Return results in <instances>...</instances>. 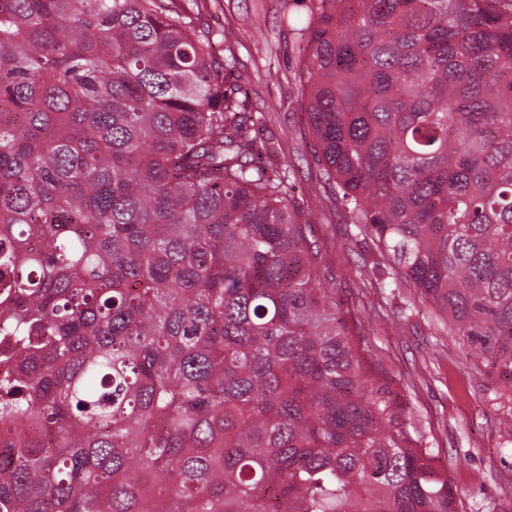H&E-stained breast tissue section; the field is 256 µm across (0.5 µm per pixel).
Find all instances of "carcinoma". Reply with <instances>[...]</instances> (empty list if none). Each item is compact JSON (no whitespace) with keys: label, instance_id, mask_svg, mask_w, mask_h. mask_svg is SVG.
I'll use <instances>...</instances> for the list:
<instances>
[{"label":"carcinoma","instance_id":"carcinoma-1","mask_svg":"<svg viewBox=\"0 0 512 512\" xmlns=\"http://www.w3.org/2000/svg\"><path fill=\"white\" fill-rule=\"evenodd\" d=\"M310 15L338 210L512 387V0ZM212 42L0 0V512H458Z\"/></svg>","mask_w":512,"mask_h":512}]
</instances>
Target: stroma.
<instances>
[{
    "label": "stroma",
    "instance_id": "stroma-1",
    "mask_svg": "<svg viewBox=\"0 0 512 512\" xmlns=\"http://www.w3.org/2000/svg\"><path fill=\"white\" fill-rule=\"evenodd\" d=\"M199 26L223 36L251 76L249 111L260 139L281 147L297 177L294 203L309 210L317 272L420 443L448 475L459 512H512V387L490 363L448 335L415 289L394 286L390 262L358 235L321 178L302 97L305 58L296 41L310 0H182Z\"/></svg>",
    "mask_w": 512,
    "mask_h": 512
}]
</instances>
